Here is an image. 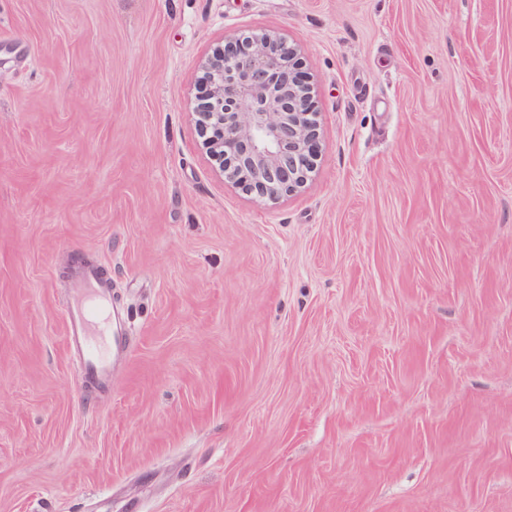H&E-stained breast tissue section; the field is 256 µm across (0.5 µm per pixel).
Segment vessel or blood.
<instances>
[{
  "instance_id": "b4317fda",
  "label": "vessel or blood",
  "mask_w": 512,
  "mask_h": 512,
  "mask_svg": "<svg viewBox=\"0 0 512 512\" xmlns=\"http://www.w3.org/2000/svg\"><path fill=\"white\" fill-rule=\"evenodd\" d=\"M66 334L77 356L82 388L100 390L112 382V353L125 349L122 324L112 312V280L91 260H74L69 271Z\"/></svg>"
}]
</instances>
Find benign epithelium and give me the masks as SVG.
I'll return each instance as SVG.
<instances>
[{"label": "benign epithelium", "mask_w": 512, "mask_h": 512, "mask_svg": "<svg viewBox=\"0 0 512 512\" xmlns=\"http://www.w3.org/2000/svg\"><path fill=\"white\" fill-rule=\"evenodd\" d=\"M197 122L224 177L276 200L302 188L319 152L318 112L296 49L276 33L236 38L200 65Z\"/></svg>", "instance_id": "7a95c632"}]
</instances>
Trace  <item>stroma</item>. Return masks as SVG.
Returning a JSON list of instances; mask_svg holds the SVG:
<instances>
[{"label":"stroma","instance_id":"35a3bbf8","mask_svg":"<svg viewBox=\"0 0 512 512\" xmlns=\"http://www.w3.org/2000/svg\"><path fill=\"white\" fill-rule=\"evenodd\" d=\"M261 31L320 122L275 201L194 114ZM0 512H512V0H0ZM66 335L77 355L84 389H107L112 382V351L126 348L121 320L112 314V279L91 260L75 259L69 271Z\"/></svg>","mask_w":512,"mask_h":512}]
</instances>
